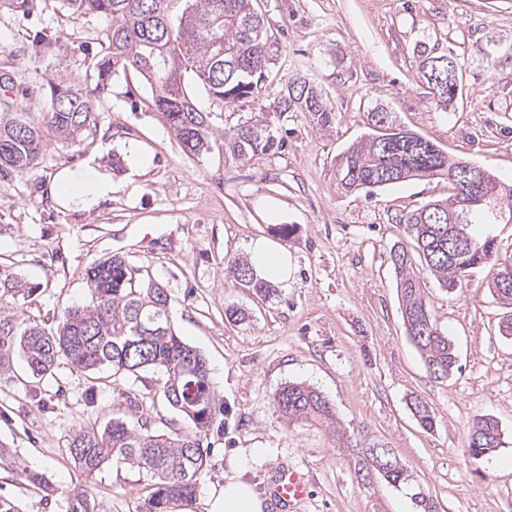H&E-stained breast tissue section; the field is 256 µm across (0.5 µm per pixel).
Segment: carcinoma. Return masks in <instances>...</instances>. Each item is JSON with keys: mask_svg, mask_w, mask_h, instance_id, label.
Listing matches in <instances>:
<instances>
[{"mask_svg": "<svg viewBox=\"0 0 512 512\" xmlns=\"http://www.w3.org/2000/svg\"><path fill=\"white\" fill-rule=\"evenodd\" d=\"M71 14H100L112 24L104 30L108 54L95 69L105 84L118 69L139 71L150 85L157 107L165 113L182 150L199 155L212 147L209 113L200 110L181 84V69L221 103L248 98L262 81L268 61V39L263 20L252 0H190L177 22L168 15L171 0H62ZM420 74L433 90L436 103L448 106L458 88L441 87L433 79L435 49L420 52ZM50 99L42 119L34 122L24 112H12L11 93L16 82L0 74V173L35 168L44 157L47 142L75 144L89 130L90 103L74 84L58 77L47 82ZM284 116L303 112L321 130L333 122L332 108L321 90L304 77L291 79L273 101ZM372 132L353 144L340 158L337 187L348 194L371 193L407 180H430L448 175L453 160L425 138H408L392 113L376 107L368 113ZM286 140L263 120L248 119L224 133V146L239 159H252L282 149ZM512 212V184L493 176L474 186L452 185L448 198L418 209L398 210L389 222L402 227L407 243L391 252L396 288L407 335L419 351L430 377L446 379L457 368L458 356L448 336L437 327L416 269L429 272L448 291L463 284L470 270L498 266L493 295L512 307V262L501 261L496 239L472 233L474 224H491L493 207ZM235 281L269 299L276 288L255 277L251 262H233ZM83 279L90 300L67 311L57 327L16 323L0 318V370L10 369L18 353L32 376L49 375L64 360L80 372L108 367L117 380L137 381L143 374L161 376L156 395L189 425L183 432L153 431L122 414L101 425H84L68 440L75 468L93 479L110 463L127 464L145 473L155 489L144 512H174L187 506L196 493L199 476L215 443L224 438V402L217 394L203 355L175 332L166 288L143 276L125 257L114 254L87 268ZM35 289L7 269L0 270V305L16 304ZM274 408L288 421H305L332 432L340 448L357 449V474L369 479L375 473L400 485L411 481L397 457L381 469L372 448L380 441H361L337 426L336 409L317 389L292 383L275 394ZM412 412L420 427L431 431L436 417L429 404L417 399ZM504 446L492 417L473 420L468 432L472 459L492 455ZM414 500L421 512H438L430 491L414 484ZM69 512H96L90 488L68 495Z\"/></svg>", "mask_w": 512, "mask_h": 512, "instance_id": "cac0c4a2", "label": "carcinoma"}]
</instances>
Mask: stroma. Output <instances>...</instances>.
<instances>
[{"label": "stroma", "instance_id": "stroma-1", "mask_svg": "<svg viewBox=\"0 0 512 512\" xmlns=\"http://www.w3.org/2000/svg\"><path fill=\"white\" fill-rule=\"evenodd\" d=\"M253 6L272 45L257 93L222 104L192 74L184 76L215 133L258 112L287 132L284 151L249 161L220 142L198 156L184 153L136 70L98 85L94 64L107 52L105 17L71 16L62 0H32L24 14L0 10V72L24 88L74 79L93 112L81 143L50 142L37 168L0 177V264L36 289L5 313L57 325L69 306L89 299L84 269L115 253L167 289L176 333L206 358L230 409L224 441L199 478L189 512H206L236 462L264 493L288 467L306 475L309 499L275 512H418L411 486L377 474L361 482L351 449L337 447L325 429L275 411V394L291 383L324 393L347 432L393 448L439 512H512V336L499 329L512 309L489 291L493 269L471 270L452 292L420 276L437 325L458 353L457 370L442 381L427 374L396 293L390 252L403 233L387 216L446 198L447 182L414 180L370 195L336 189L338 157L367 133V114L378 105L452 158L512 182V0ZM428 46L461 69V92L445 109L417 70ZM298 76L332 104L327 131L303 113L273 112L277 93ZM89 167L111 174V196L88 212L59 208L54 174ZM279 224L294 228L283 246L295 271L266 300L232 281L227 268L248 256L256 238H274ZM232 307L245 310L247 321H228ZM158 387L152 374L134 384L95 381L64 362L39 380L14 360L0 372V443L51 488L0 465V503L11 512H67V491L81 479L67 452L73 429L105 423L127 412L131 396ZM417 397L435 413L432 431L421 429L410 410ZM480 415L498 421L505 444L476 461L467 435ZM151 491L150 479L127 465L107 466L92 481L97 512H142Z\"/></svg>", "mask_w": 512, "mask_h": 512}]
</instances>
